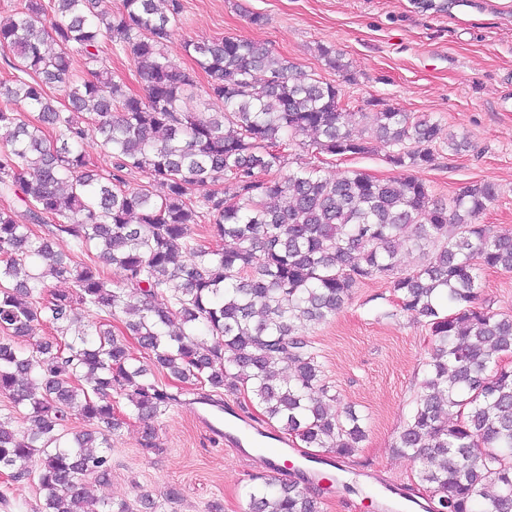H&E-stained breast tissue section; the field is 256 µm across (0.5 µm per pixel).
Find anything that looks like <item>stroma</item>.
I'll return each mask as SVG.
<instances>
[{"label":"stroma","instance_id":"stroma-1","mask_svg":"<svg viewBox=\"0 0 512 512\" xmlns=\"http://www.w3.org/2000/svg\"><path fill=\"white\" fill-rule=\"evenodd\" d=\"M183 24L165 52L178 68L208 81L184 50L188 40L224 36L267 43L277 54L321 79L335 83L354 105L375 100L425 114L443 129L467 134L472 152L440 151L434 167L419 176L438 198L461 187L489 181L497 199L480 221L512 233V0H457L445 11H424L412 0H180ZM264 16L263 26L250 23ZM340 53L348 73L331 69L319 46ZM387 148L373 144L358 157L329 156L296 142L285 151L287 167L320 166L327 177L360 170L379 179L399 178ZM481 300L512 315V272L482 274ZM325 379L336 391V410L351 406L368 418L367 438L358 455L345 460L335 481H314L324 512H406L407 498L422 506L435 502L417 478V463L396 454L393 442L405 424L431 348L427 327L398 314L386 279L354 288L335 318L308 328ZM161 383L182 387L179 403L155 423L158 453L141 450L142 426L133 419L112 436V471L107 480L89 478L97 498L128 504L132 512H243V488L262 467L247 450H226L201 420L193 385L169 375ZM225 407L241 421L266 431L264 447H274L278 423L265 418L250 393L224 394ZM177 488V502L166 499ZM43 501L36 482L0 476V512H38Z\"/></svg>","mask_w":512,"mask_h":512}]
</instances>
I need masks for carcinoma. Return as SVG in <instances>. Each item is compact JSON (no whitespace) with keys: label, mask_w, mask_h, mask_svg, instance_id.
Wrapping results in <instances>:
<instances>
[{"label":"carcinoma","mask_w":512,"mask_h":512,"mask_svg":"<svg viewBox=\"0 0 512 512\" xmlns=\"http://www.w3.org/2000/svg\"><path fill=\"white\" fill-rule=\"evenodd\" d=\"M180 14L179 0H122L116 12L104 0H26L0 25L13 70L0 80V196L22 206L0 208V394L29 424L18 432L0 424V473L37 480L41 512H112L85 485L111 470V444L96 430L136 419L142 447L160 452L152 422L179 401L156 379L164 370L200 385V402L217 408L219 396L246 389L306 447L356 455L364 418L332 410L336 395L301 329L336 316L360 282L384 277L399 313L432 336L394 452L418 462L435 507L512 512V367L502 364L512 354V316L480 303L482 270L512 272V236L478 223L498 186L471 184L442 201L412 174L285 170L283 152L300 136L332 156L363 155L380 142L390 164L427 168L439 123L396 107L363 112L335 84L236 37L185 43L210 77L204 95L223 103L221 112H194L192 73L164 53ZM104 43L133 61L145 96L109 75ZM75 53L84 75L71 68ZM53 87L68 90V103L50 95ZM90 138L109 168L84 153ZM447 146L458 154L472 143L450 131ZM136 170L149 182L131 189ZM221 179L224 191L210 189ZM205 218L224 245L189 236ZM62 236L87 259L57 252ZM402 246L418 256L409 269L397 263ZM102 264L117 267L121 281L106 278ZM53 280L74 289L50 291ZM79 306L105 319L69 341ZM118 310L135 317L126 329L152 364L112 333ZM40 322L56 336L21 347ZM73 415L91 428L68 431ZM245 496L247 512H323L318 496L266 474L251 477Z\"/></svg>","instance_id":"carcinoma-1"}]
</instances>
